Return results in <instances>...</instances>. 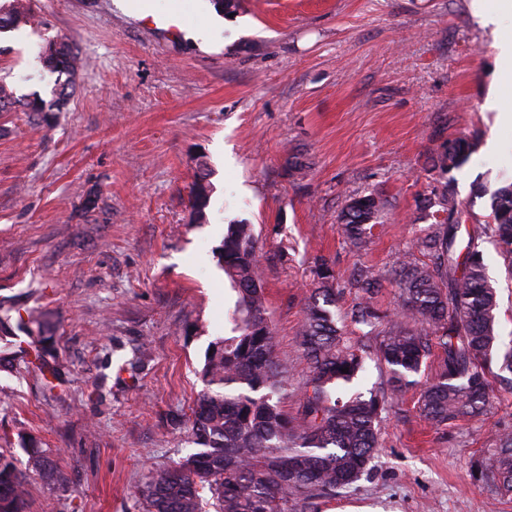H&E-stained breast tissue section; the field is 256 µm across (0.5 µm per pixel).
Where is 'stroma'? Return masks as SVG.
I'll use <instances>...</instances> for the list:
<instances>
[{
	"label": "stroma",
	"mask_w": 512,
	"mask_h": 512,
	"mask_svg": "<svg viewBox=\"0 0 512 512\" xmlns=\"http://www.w3.org/2000/svg\"><path fill=\"white\" fill-rule=\"evenodd\" d=\"M24 2L31 22L0 31V84L14 96L0 112V318L44 311L64 366L47 390L27 335L0 331L12 357L0 366V454L23 467L39 448L53 464L29 472L26 512H144L148 472L191 452L182 422L232 297L217 257L230 223L259 240L284 411L296 415L306 378L297 333L318 256L337 277V318L368 347L356 390L386 389L377 336L351 324L353 274L381 275L375 303L395 312L391 273L433 222L419 200L452 184L483 223L489 192L512 181V126L485 108L494 91L512 109V63L473 0H235L220 24L213 0ZM144 9L178 12L180 35L142 24ZM49 41L71 45L75 75L45 66ZM36 98L43 111H28ZM459 137L468 163L433 169ZM294 155L305 177L290 176ZM201 175L211 193L198 224ZM369 194L384 209L354 252L337 219ZM481 248L505 349L512 278ZM493 387L482 420L440 427L418 388L392 397L369 470L303 512H512V495L480 477L496 435L512 432V384Z\"/></svg>",
	"instance_id": "obj_1"
}]
</instances>
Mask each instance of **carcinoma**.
<instances>
[{"instance_id": "carcinoma-1", "label": "carcinoma", "mask_w": 512, "mask_h": 512, "mask_svg": "<svg viewBox=\"0 0 512 512\" xmlns=\"http://www.w3.org/2000/svg\"><path fill=\"white\" fill-rule=\"evenodd\" d=\"M27 21L12 7L0 13V30ZM44 64L73 74L77 55L60 42L42 50ZM471 154L464 139H451L433 158L443 172L459 169ZM209 194L191 191L195 220L205 219ZM432 211L431 232L416 241L430 256L421 262L404 254L393 272L399 309L386 314L374 304L381 279L371 269L351 282L360 302L353 322L381 328L376 353L388 374L390 393L416 385V376L432 346L440 350L439 372L421 389L418 408L435 425L480 417L493 392L492 360L512 373V350L494 356L498 299L480 242L488 238L512 277V182L490 196L489 221L463 227L465 210L446 186L419 201ZM383 202L375 195L350 199L339 229L348 245L363 250ZM257 238L250 224H230L218 248L232 305L225 314L224 335L208 347L201 376L204 388L188 418L194 452L174 467L151 472L139 494L145 512H202L209 492L215 512H292L294 505L356 482L379 449V421L387 394L366 397L348 385L363 370L364 346L348 343L336 319V276L328 261L316 259L313 291L305 307L298 338L309 364L300 410L282 409L287 382L275 360V334L269 320L256 258ZM44 385L60 379L52 337L41 316L21 321ZM348 372L343 373L341 369ZM485 473L497 490L512 495V433L501 434L490 449ZM26 478L13 458L0 455V512H24Z\"/></svg>"}]
</instances>
